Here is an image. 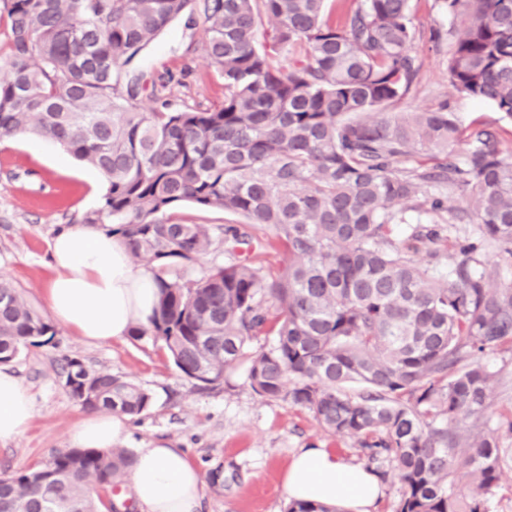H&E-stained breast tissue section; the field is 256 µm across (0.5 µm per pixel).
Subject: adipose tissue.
<instances>
[{
	"label": "adipose tissue",
	"mask_w": 512,
	"mask_h": 512,
	"mask_svg": "<svg viewBox=\"0 0 512 512\" xmlns=\"http://www.w3.org/2000/svg\"><path fill=\"white\" fill-rule=\"evenodd\" d=\"M53 275L45 288L50 315L90 344H105L148 325L158 288L153 273L135 269L125 241L92 225L60 232L50 246ZM33 417V398L8 369H0V442L20 435ZM123 416L103 409L74 428L76 448L109 451L123 445ZM204 479L178 448L157 445L135 451L131 496L140 512H198ZM289 499L346 512H373L382 494L372 472L339 460L322 448L300 449L283 476Z\"/></svg>",
	"instance_id": "1"
}]
</instances>
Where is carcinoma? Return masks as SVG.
<instances>
[{"label":"carcinoma","instance_id":"cac0c4a2","mask_svg":"<svg viewBox=\"0 0 512 512\" xmlns=\"http://www.w3.org/2000/svg\"><path fill=\"white\" fill-rule=\"evenodd\" d=\"M0 2V139H53L105 176L82 223L120 235L159 288L150 324L130 336L162 342L203 387L247 364L259 395L288 400L353 439L369 462L390 463L402 487L397 512H492L512 448L485 431L497 373L480 357L512 344V280L500 278L512 268V161L496 130L461 125L445 104L382 111L410 96L423 68L410 0H357L338 21L327 0ZM435 5L448 28L431 38L448 40L452 87L512 119V0ZM195 10L224 101L171 110L169 80L148 86L123 67ZM264 18L272 32L260 46ZM146 91L159 106L144 107ZM424 156L435 164L407 166ZM426 183L461 192L463 216L478 227L446 274L427 220L444 201L421 198ZM182 201L244 219L222 228L225 249L250 245L249 229L265 226L288 262L269 275L233 262L185 278L181 266L214 239L205 224L166 218ZM399 224L411 225L402 239L393 237ZM262 335L272 342L252 347ZM45 336H55L50 319L0 278V365ZM59 377L87 410L135 416L152 401L78 359ZM133 465L125 450L60 451L0 477V512H100L90 487L117 486ZM287 512L338 510L293 501Z\"/></svg>","mask_w":512,"mask_h":512}]
</instances>
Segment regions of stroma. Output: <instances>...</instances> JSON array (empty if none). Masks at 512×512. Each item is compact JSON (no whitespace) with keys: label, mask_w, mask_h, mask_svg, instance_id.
<instances>
[{"label":"stroma","mask_w":512,"mask_h":512,"mask_svg":"<svg viewBox=\"0 0 512 512\" xmlns=\"http://www.w3.org/2000/svg\"><path fill=\"white\" fill-rule=\"evenodd\" d=\"M205 28L201 13L178 17L129 64V71L147 83L168 76L166 95L173 109L220 104L224 79L205 59ZM412 50L424 61L422 72L411 96L389 105V112L444 101L462 124L483 123L503 130L512 141L511 119L492 104L455 92L448 79L447 45L424 39ZM105 191L100 173L77 163L54 142L27 134L0 140V277L11 281L39 313L47 311L44 288L51 274L52 239L97 209ZM253 235L252 247L231 254L216 245L190 263V277H202L233 258L267 270L279 268L286 256L271 230L259 227ZM55 331L49 343L23 348L10 365L33 395L34 416L17 438L0 443V475L47 463L69 449L70 434L85 415L58 376L61 364L71 358L151 393V406L126 421L124 448L131 452L161 443L182 449L204 476L199 512H286L282 475L301 448H324L348 464H367L353 439L330 434L288 400L256 394L246 366L226 371L223 383L202 389L175 368L161 342L152 338L93 345L63 325ZM482 362L501 374L492 388V423L512 420V349L486 354Z\"/></svg>","instance_id":"stroma-1"}]
</instances>
